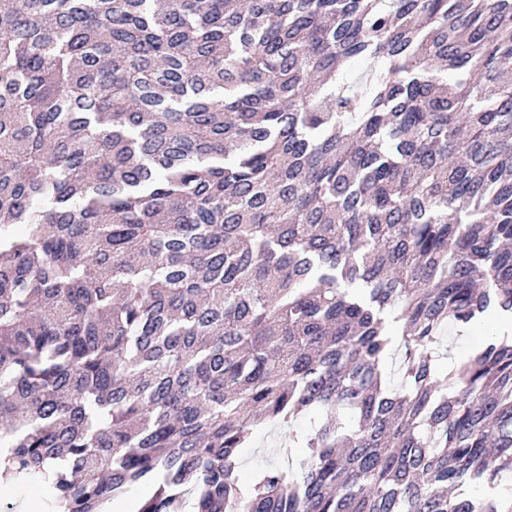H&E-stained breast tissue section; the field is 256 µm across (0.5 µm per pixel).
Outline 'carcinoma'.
<instances>
[{
    "label": "carcinoma",
    "mask_w": 512,
    "mask_h": 512,
    "mask_svg": "<svg viewBox=\"0 0 512 512\" xmlns=\"http://www.w3.org/2000/svg\"><path fill=\"white\" fill-rule=\"evenodd\" d=\"M495 313L512 0H0V446L48 512H512V343L439 363ZM313 421L310 417L292 421L285 428H278L269 425L254 427L250 436L249 448H241L240 461L243 473H252L273 460L281 461L288 452L291 454L302 453L303 448H288V434L309 433L313 428ZM273 445L275 451H271Z\"/></svg>",
    "instance_id": "obj_1"
}]
</instances>
